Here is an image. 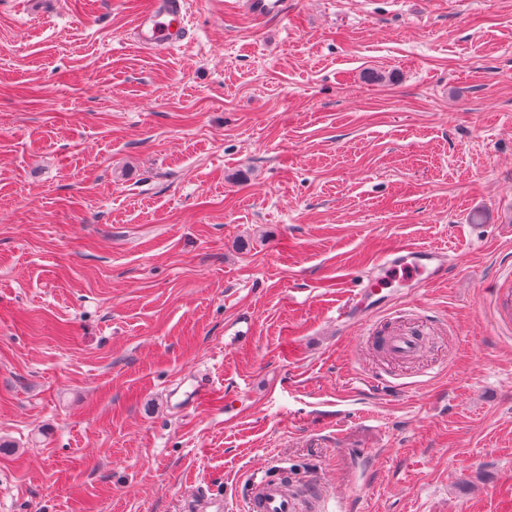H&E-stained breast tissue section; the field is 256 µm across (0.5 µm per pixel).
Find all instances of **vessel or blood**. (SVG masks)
<instances>
[{
    "mask_svg": "<svg viewBox=\"0 0 512 512\" xmlns=\"http://www.w3.org/2000/svg\"><path fill=\"white\" fill-rule=\"evenodd\" d=\"M288 0H243V11L257 20L279 17L287 12ZM186 0H148L133 24V40L149 50H168L182 45L189 37ZM453 265L446 250L437 247L397 246L389 250L354 289L346 303L336 311V324L346 327L359 321V310L368 298L378 306L392 304L393 295L381 294L379 279L403 276L415 287L447 278ZM387 352L407 359L417 356L421 342L416 333L405 330L383 335ZM315 493L297 496L289 492L283 479H265L254 483L248 500V512H315Z\"/></svg>",
    "mask_w": 512,
    "mask_h": 512,
    "instance_id": "b4317fda",
    "label": "vessel or blood"
}]
</instances>
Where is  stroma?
Returning <instances> with one entry per match:
<instances>
[{
    "instance_id": "stroma-1",
    "label": "stroma",
    "mask_w": 512,
    "mask_h": 512,
    "mask_svg": "<svg viewBox=\"0 0 512 512\" xmlns=\"http://www.w3.org/2000/svg\"><path fill=\"white\" fill-rule=\"evenodd\" d=\"M0 0V512H512V0ZM448 279L336 327L390 248ZM415 326L396 362L368 328ZM213 394L190 402L197 381ZM186 0H150L133 24V41L149 50H168L189 38ZM287 0H245L242 10L257 20L279 17L287 12ZM285 478L261 480L252 485L248 500V512H312L317 510L315 491L310 489L304 496L288 491Z\"/></svg>"
}]
</instances>
